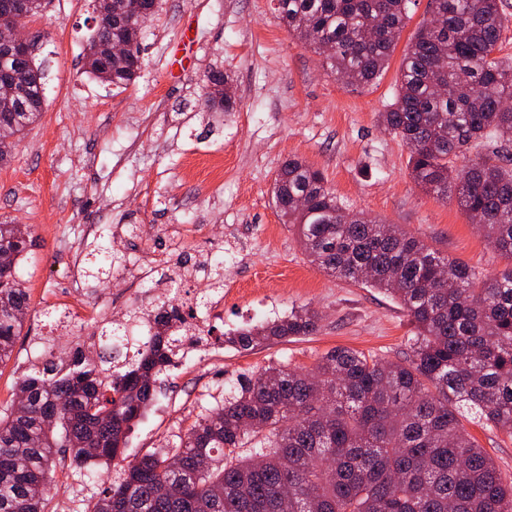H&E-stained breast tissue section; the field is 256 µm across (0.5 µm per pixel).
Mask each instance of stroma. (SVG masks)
Wrapping results in <instances>:
<instances>
[{"label": "stroma", "mask_w": 512, "mask_h": 512, "mask_svg": "<svg viewBox=\"0 0 512 512\" xmlns=\"http://www.w3.org/2000/svg\"><path fill=\"white\" fill-rule=\"evenodd\" d=\"M427 11L428 0L412 4L383 74L354 89L288 32L273 0H160L140 40L142 68L118 89L83 70L88 0H51L46 16L27 25L49 70L42 116L0 165V221L30 228L34 238L21 269L31 313L10 360L0 363V407L12 399L16 377L41 364L40 339L55 316L82 326L54 342L56 355H92L97 322L176 289L202 299L220 293L224 301L206 320L205 351L161 376L153 405L129 435V458L175 442L212 404L213 390L241 374L278 362L308 369L338 346L402 359L415 329L400 305L318 269L282 223L273 183L294 156L324 172L347 211L401 225L475 270L504 269L456 202L414 185L407 147L377 122ZM214 63L234 78L236 111L198 107L201 75ZM188 222L201 224V235L174 243L172 230ZM101 242L123 258L108 292L82 276L86 254ZM214 251L224 254L220 291L212 273L194 268ZM300 307L319 313L315 335L248 351L224 343L228 331ZM464 424L511 482L512 436L470 417Z\"/></svg>", "instance_id": "stroma-1"}]
</instances>
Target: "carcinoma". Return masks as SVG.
<instances>
[{
	"instance_id": "carcinoma-1",
	"label": "carcinoma",
	"mask_w": 512,
	"mask_h": 512,
	"mask_svg": "<svg viewBox=\"0 0 512 512\" xmlns=\"http://www.w3.org/2000/svg\"><path fill=\"white\" fill-rule=\"evenodd\" d=\"M412 2L277 0L275 12L337 80L363 88L385 70ZM151 5L112 0L98 37L86 39L85 73L128 85L140 52L109 66L106 48L135 36L136 16ZM429 8L438 25L419 24L379 124L408 148L417 188L480 217L505 268L477 272L398 224L347 212L320 169L290 158L274 186L283 223L318 269L400 303L415 328L410 354L384 361L338 346L310 372L279 363L242 375L177 442L120 464L187 322L168 301L134 306L100 327L109 352L98 359L77 352L17 377L24 405L0 409V512H47L42 489L58 469L90 476L109 466L115 475L87 512H512V485L460 420L467 411L512 432V109L502 108L512 100V63L495 56L499 0H429ZM45 80L39 56L0 51V82L22 89L14 110L0 108V139L38 121ZM202 90V111H236L233 79L220 68L205 71ZM485 141L500 149L456 165ZM30 243L18 225L0 222V362L30 312L18 273ZM119 263L103 243L83 273L103 280ZM319 323L314 310H292L225 342L247 350L311 336Z\"/></svg>"
}]
</instances>
